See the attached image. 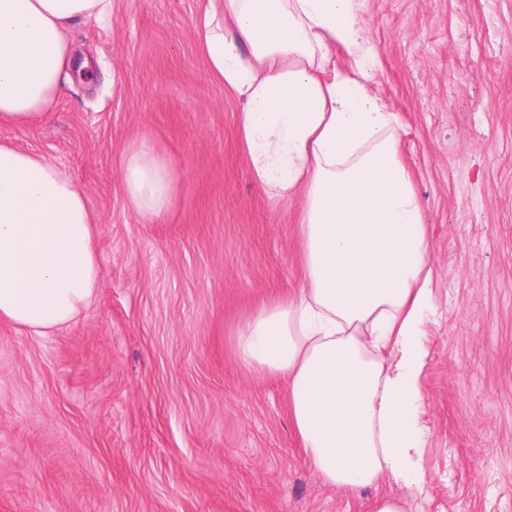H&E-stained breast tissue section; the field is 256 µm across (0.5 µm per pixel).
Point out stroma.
<instances>
[{
  "instance_id": "obj_1",
  "label": "stroma",
  "mask_w": 512,
  "mask_h": 512,
  "mask_svg": "<svg viewBox=\"0 0 512 512\" xmlns=\"http://www.w3.org/2000/svg\"><path fill=\"white\" fill-rule=\"evenodd\" d=\"M204 0H114L70 40V77L0 143L84 191L99 279L74 324L36 335L0 321V512H372L306 462L279 375L239 361L235 336L304 280L300 196L252 181L242 103L193 34ZM370 74L398 113L424 201L435 312L407 512H512V0H361ZM172 165L171 207L149 220L122 181L130 141Z\"/></svg>"
}]
</instances>
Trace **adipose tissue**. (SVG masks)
<instances>
[{"label":"adipose tissue","mask_w":512,"mask_h":512,"mask_svg":"<svg viewBox=\"0 0 512 512\" xmlns=\"http://www.w3.org/2000/svg\"><path fill=\"white\" fill-rule=\"evenodd\" d=\"M111 15L112 0H0V124L41 120L75 65L71 26ZM193 31L242 102L255 184L272 199L304 197L303 284L238 329L236 354L286 378L305 458L327 485L359 490L388 475L423 491L410 462L423 444L430 232L399 116L367 83L378 51L359 0H208ZM122 178L141 216L169 208L173 169L147 140L130 142ZM95 237L71 178L0 144V320L39 335L74 322L98 281Z\"/></svg>","instance_id":"ef3b65f1"}]
</instances>
